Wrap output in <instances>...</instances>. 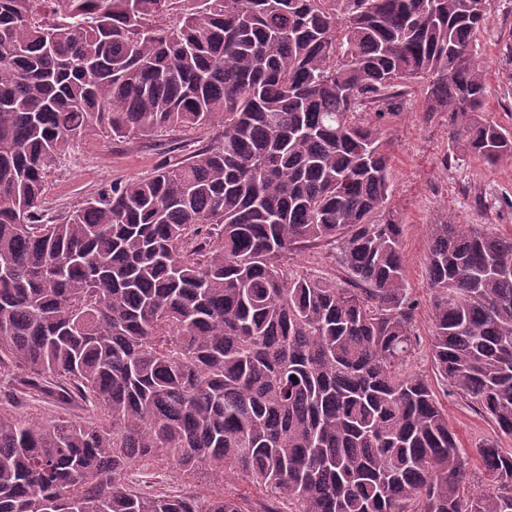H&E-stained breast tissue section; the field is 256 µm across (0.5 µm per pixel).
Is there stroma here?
<instances>
[{
  "label": "stroma",
  "mask_w": 512,
  "mask_h": 512,
  "mask_svg": "<svg viewBox=\"0 0 512 512\" xmlns=\"http://www.w3.org/2000/svg\"><path fill=\"white\" fill-rule=\"evenodd\" d=\"M481 38L486 46L488 114L512 129V0H495L489 27ZM362 119L382 129L392 155L388 206L401 222L405 285L420 339L412 369L431 381L462 448L469 450L494 438L500 447L512 450V438L497 436L493 424L470 409L434 368L428 346L431 302L426 276L434 224L446 220L489 224L500 234L512 235V160L493 166L477 160L461 165L450 162L447 126L441 119L427 117L414 96L400 113L379 117L366 112ZM206 142V135L186 128L123 143L106 136L91 137L51 170L46 209L55 217L65 215L104 183L148 176L161 165L187 158Z\"/></svg>",
  "instance_id": "35a3bbf8"
}]
</instances>
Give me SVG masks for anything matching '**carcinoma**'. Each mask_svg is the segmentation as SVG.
<instances>
[{
	"mask_svg": "<svg viewBox=\"0 0 512 512\" xmlns=\"http://www.w3.org/2000/svg\"><path fill=\"white\" fill-rule=\"evenodd\" d=\"M493 0H0V512H512V451L468 454L425 375L359 115L448 121L452 159H512L488 116ZM207 144L48 216L52 165L99 133ZM339 251L341 275L289 272ZM434 367L512 437V236L432 225ZM483 465L487 488L463 496ZM164 463L177 487L128 481ZM21 408L25 411V413H28L31 417L37 418V419H50L54 416H66L72 419H79V416L81 412L77 409L70 408H61L57 406L56 404L52 403L51 401H25L22 400L21 402Z\"/></svg>",
	"mask_w": 512,
	"mask_h": 512,
	"instance_id": "cac0c4a2",
	"label": "carcinoma"
}]
</instances>
